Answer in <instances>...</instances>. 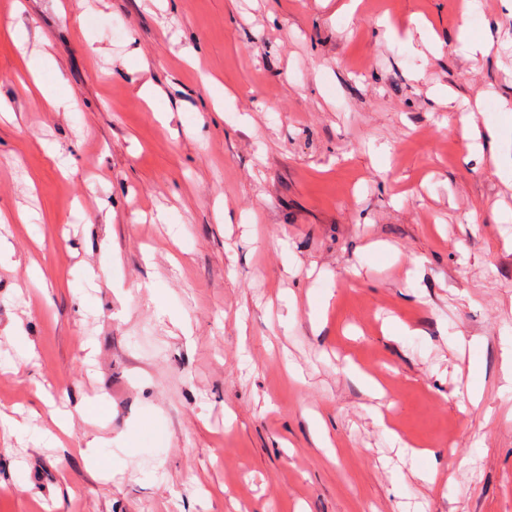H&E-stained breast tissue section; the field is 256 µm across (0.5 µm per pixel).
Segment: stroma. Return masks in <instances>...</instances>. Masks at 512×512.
Segmentation results:
<instances>
[{
    "instance_id": "stroma-1",
    "label": "stroma",
    "mask_w": 512,
    "mask_h": 512,
    "mask_svg": "<svg viewBox=\"0 0 512 512\" xmlns=\"http://www.w3.org/2000/svg\"><path fill=\"white\" fill-rule=\"evenodd\" d=\"M341 2L0 0V512H512V0Z\"/></svg>"
}]
</instances>
